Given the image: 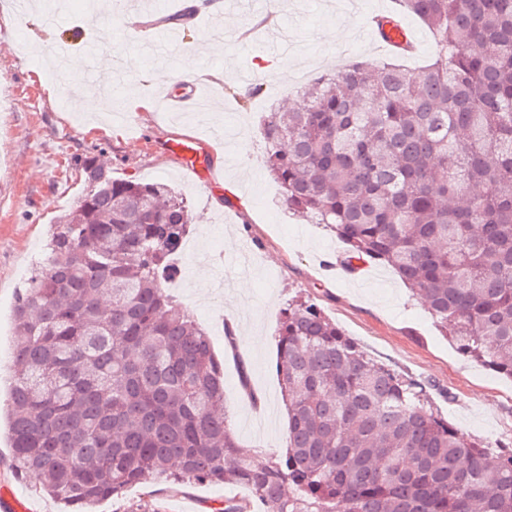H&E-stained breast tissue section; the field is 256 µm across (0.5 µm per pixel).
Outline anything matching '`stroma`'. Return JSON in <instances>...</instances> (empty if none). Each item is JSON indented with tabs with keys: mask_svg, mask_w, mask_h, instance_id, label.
Instances as JSON below:
<instances>
[{
	"mask_svg": "<svg viewBox=\"0 0 512 512\" xmlns=\"http://www.w3.org/2000/svg\"><path fill=\"white\" fill-rule=\"evenodd\" d=\"M12 2L0 0V90L26 105L0 112V377L12 373L16 291L40 261L52 222L81 196L77 166L93 156L113 177L168 180L186 198L191 232L178 257L182 275L168 290L201 326L226 324L254 339L234 347L224 336L212 339L224 361V406L240 448L283 452L288 417L275 331L289 300L300 297L316 302L372 359L428 383L431 400L462 432L512 447V379L462 357L391 269L374 263L350 278L326 272L325 264L343 259L344 243L289 211L262 163L260 119L281 100L300 101L294 86L300 71L334 69L347 50L379 59L365 31L380 0H224L223 16L198 15L169 42L152 37L156 0H66V8L52 13L47 0H32L20 23L10 25ZM50 13L56 18L51 28L43 23ZM132 16L146 25L136 37L125 29ZM105 28L112 42L101 47ZM59 43L68 55L86 56L81 71L51 73L34 54ZM188 55L224 72L213 88V112L176 119L156 107L127 109L131 90L153 98V68L178 71ZM248 84L261 94L246 98ZM73 86L99 95L98 109L66 102ZM192 137L210 152L208 193L158 148L162 138ZM228 235L251 244L248 261H241L240 250L226 249ZM40 483L35 473L14 477L9 438L0 431V486L32 512H60L39 493ZM232 492L208 483L160 492L145 485L100 503L97 512L137 510L158 495L166 512H215ZM233 493L248 495L243 488Z\"/></svg>",
	"mask_w": 512,
	"mask_h": 512,
	"instance_id": "35a3bbf8",
	"label": "stroma"
}]
</instances>
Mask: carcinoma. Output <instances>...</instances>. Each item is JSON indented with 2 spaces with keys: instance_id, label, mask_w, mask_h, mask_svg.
Listing matches in <instances>:
<instances>
[{
  "instance_id": "1",
  "label": "carcinoma",
  "mask_w": 512,
  "mask_h": 512,
  "mask_svg": "<svg viewBox=\"0 0 512 512\" xmlns=\"http://www.w3.org/2000/svg\"><path fill=\"white\" fill-rule=\"evenodd\" d=\"M436 47L413 70L349 61L263 116L284 204L352 270L383 263L466 358L512 379V0H396ZM45 265L17 292L6 413L16 477L64 512L135 485L249 489L218 512H512V450L461 432L424 383L371 359L316 303L276 330L283 456L258 465L224 405V362L166 285L190 232L170 185L81 163Z\"/></svg>"
}]
</instances>
